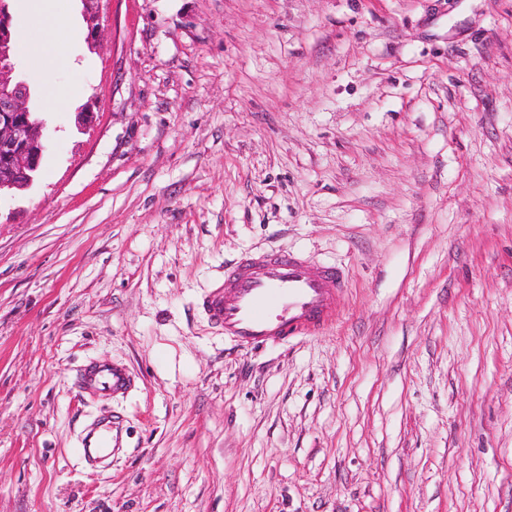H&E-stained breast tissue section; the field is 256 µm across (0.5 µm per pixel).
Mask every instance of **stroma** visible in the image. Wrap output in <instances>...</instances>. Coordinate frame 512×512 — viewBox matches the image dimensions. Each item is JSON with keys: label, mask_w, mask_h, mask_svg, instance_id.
<instances>
[{"label": "stroma", "mask_w": 512, "mask_h": 512, "mask_svg": "<svg viewBox=\"0 0 512 512\" xmlns=\"http://www.w3.org/2000/svg\"><path fill=\"white\" fill-rule=\"evenodd\" d=\"M58 2L82 94L0 206V512H512V0H101L93 45ZM271 252L347 290L242 348L196 304ZM91 359L133 389L81 396ZM120 423L119 417L109 415L94 421L86 428L79 453L87 464L93 466L112 455L115 450L112 443L119 439Z\"/></svg>", "instance_id": "1"}]
</instances>
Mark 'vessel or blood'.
<instances>
[{"label":"vessel or blood","mask_w":512,"mask_h":512,"mask_svg":"<svg viewBox=\"0 0 512 512\" xmlns=\"http://www.w3.org/2000/svg\"><path fill=\"white\" fill-rule=\"evenodd\" d=\"M343 272L318 266L293 253L250 255L226 268L199 302L226 339L247 347L277 345L317 331L336 319V300L345 290ZM91 395L119 396L133 383L125 365L92 361L78 376ZM120 420L106 416L91 423L81 439V458L94 465L111 456Z\"/></svg>","instance_id":"vessel-or-blood-1"}]
</instances>
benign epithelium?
Instances as JSON below:
<instances>
[{
	"instance_id": "obj_1",
	"label": "benign epithelium",
	"mask_w": 512,
	"mask_h": 512,
	"mask_svg": "<svg viewBox=\"0 0 512 512\" xmlns=\"http://www.w3.org/2000/svg\"><path fill=\"white\" fill-rule=\"evenodd\" d=\"M100 0H81L88 39L101 31L95 23ZM12 15L0 3V196L31 187L49 143L47 123L31 112L32 90L9 51Z\"/></svg>"
}]
</instances>
